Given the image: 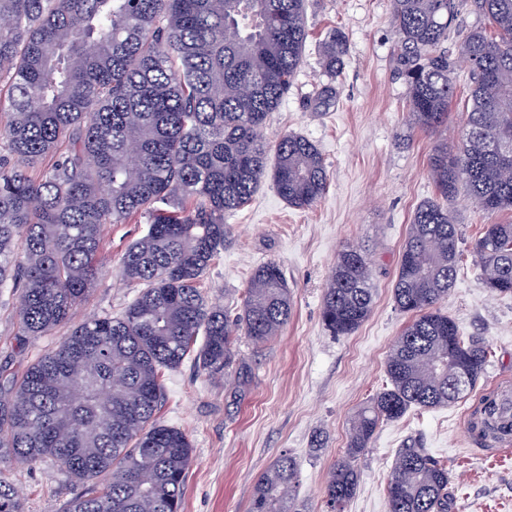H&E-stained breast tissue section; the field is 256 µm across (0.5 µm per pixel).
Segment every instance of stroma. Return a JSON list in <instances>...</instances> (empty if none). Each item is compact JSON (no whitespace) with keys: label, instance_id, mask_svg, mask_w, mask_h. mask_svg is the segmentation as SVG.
Wrapping results in <instances>:
<instances>
[{"label":"stroma","instance_id":"1","mask_svg":"<svg viewBox=\"0 0 512 512\" xmlns=\"http://www.w3.org/2000/svg\"><path fill=\"white\" fill-rule=\"evenodd\" d=\"M308 39L301 66L265 127L269 145L300 134L320 150L327 169L326 193L312 206L288 205L271 179L251 202L225 216L223 251L201 279L209 301L240 306L253 270L273 261L282 269L293 313L276 339L256 344L240 337L245 374L213 379L192 360L165 372V396L157 413L181 428L194 449L182 512H250L258 476L280 453L300 465L295 500L300 512H322L332 465L349 441L351 420L386 384L385 361L408 322L395 306L392 284L399 252L416 207L434 198L428 158L437 144L456 149L467 119L470 73L458 66L457 93L447 125L430 135L408 121L407 85L395 68L392 0H308ZM349 41L343 72L330 79L320 44L331 29ZM334 86L331 105L318 94ZM462 230L454 286L443 305L464 337H478L491 355L477 389L512 388V296L483 288L467 249L487 218L467 196L452 204ZM144 224L105 225L95 288L71 319L120 314L139 288L115 276L126 247ZM364 251L373 262L375 289L369 318L348 336L325 329L321 312L326 280L339 253ZM67 327L19 343L16 298L0 288V381L19 376L53 351ZM476 397L455 405L411 408L380 424L356 461L359 484L345 512H387V482L400 448L415 445L447 466L454 500L451 512H512V453L475 442L467 423ZM0 478L24 498L25 512H68L79 487L51 463L32 467L0 463Z\"/></svg>","mask_w":512,"mask_h":512}]
</instances>
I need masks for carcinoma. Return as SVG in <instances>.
<instances>
[{
	"label": "carcinoma",
	"instance_id": "1",
	"mask_svg": "<svg viewBox=\"0 0 512 512\" xmlns=\"http://www.w3.org/2000/svg\"><path fill=\"white\" fill-rule=\"evenodd\" d=\"M486 25L452 57L443 44L456 0H393L396 70L420 127L448 121L457 62H469L466 132L454 153L435 146L439 198L415 209L393 297L410 315L385 364L386 386L355 415L345 455L331 469L324 512H344L358 487L357 457L384 421L414 406L472 394L489 357L442 310L462 253L451 201L465 193L488 214L512 211V0H465ZM306 0H0V288H18V335L50 336L102 273L103 228L138 216L147 231L125 250L121 280L141 286L119 317L93 316L7 381L0 401V461H51L82 485L69 512H181L193 448L157 419L164 371L188 357L210 377L236 362L237 337L265 343L292 314L280 267L252 273L239 312L213 303L200 278L224 250V215L244 208L271 175L289 205L327 188L324 159L289 134L268 169L266 121L305 51ZM345 34L322 44L339 77ZM49 160L37 176L30 164ZM471 254L483 287L512 295V222L486 224ZM367 254L347 248L324 288L330 334L355 332L374 302ZM471 430L512 434L497 399L480 398ZM299 465L281 454L258 477L250 512H297ZM448 468L423 448L400 449L388 512H448ZM0 512H23L0 479Z\"/></svg>",
	"mask_w": 512,
	"mask_h": 512
}]
</instances>
